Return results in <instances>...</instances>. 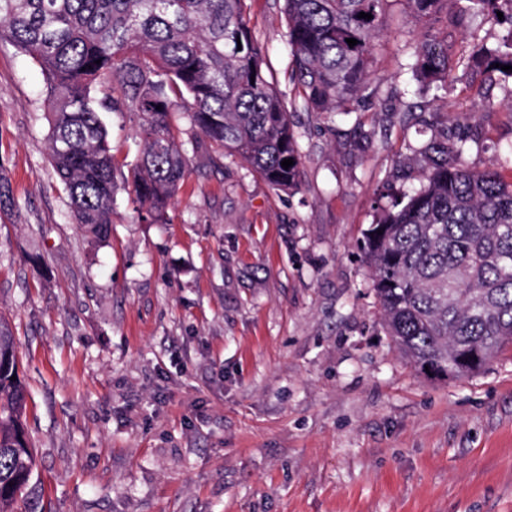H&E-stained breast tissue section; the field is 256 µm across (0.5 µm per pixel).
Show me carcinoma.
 <instances>
[{
    "label": "carcinoma",
    "mask_w": 512,
    "mask_h": 512,
    "mask_svg": "<svg viewBox=\"0 0 512 512\" xmlns=\"http://www.w3.org/2000/svg\"><path fill=\"white\" fill-rule=\"evenodd\" d=\"M388 2L283 0L292 56L287 100L267 76L248 0H0V40L39 65L51 106L52 168L76 223L101 238L121 185L131 187L144 221H164L186 176L188 131L246 162L275 190H297L303 165L290 110H354L370 83ZM402 2L427 24L408 63L417 92L448 93L456 72L478 89L485 112L497 110L485 82L499 85L511 113L512 72L495 64L512 66V0ZM475 16L501 28L495 41L473 32L457 48L435 31L440 22L461 27ZM108 78L112 94L98 101L95 87ZM120 102L136 116L142 145L130 164L113 155L99 116ZM420 134L396 164L400 186L377 193L357 249L403 356L422 374L452 367L458 378L512 347V180L466 163L480 137L454 139L447 123L427 121ZM288 158L293 165L285 169ZM25 399L16 341L0 320V512H14L35 469Z\"/></svg>",
    "instance_id": "carcinoma-1"
}]
</instances>
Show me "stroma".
<instances>
[{
    "label": "stroma",
    "instance_id": "stroma-1",
    "mask_svg": "<svg viewBox=\"0 0 512 512\" xmlns=\"http://www.w3.org/2000/svg\"><path fill=\"white\" fill-rule=\"evenodd\" d=\"M282 0H251L269 78L288 93ZM373 94L341 116L292 113L293 193L246 163L189 152L165 223L118 190L88 237L48 160L40 68L0 41V317L28 386L36 467L21 512H512V348L451 381L415 371L379 320L356 244L378 189L448 120L484 142L475 168L512 172V116L405 87L422 23L393 6ZM117 160L135 117L102 110ZM43 256L36 268L28 256Z\"/></svg>",
    "mask_w": 512,
    "mask_h": 512
}]
</instances>
